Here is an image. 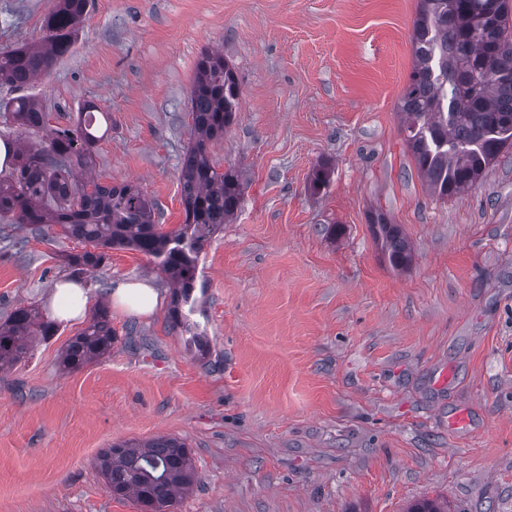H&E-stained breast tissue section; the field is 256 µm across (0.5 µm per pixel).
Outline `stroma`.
<instances>
[{
    "mask_svg": "<svg viewBox=\"0 0 512 512\" xmlns=\"http://www.w3.org/2000/svg\"><path fill=\"white\" fill-rule=\"evenodd\" d=\"M55 0H0V47L38 40ZM418 0H92L67 56L29 89L47 129L91 101L110 113L102 183L129 182L158 223L184 221L189 95L203 50L221 49L240 105L210 154L244 171L238 216L199 258L190 348L167 306L111 310L110 355L58 357L84 321L59 323L0 372V512H139L112 497L102 449L183 440L198 482L169 512H512V150L483 180L433 197L406 149L397 103L413 67ZM328 186L312 192L318 164ZM412 246L402 271L373 216ZM60 227L0 223V322L44 307L66 255ZM171 288L142 253L87 271ZM467 410V427H448Z\"/></svg>",
    "mask_w": 512,
    "mask_h": 512,
    "instance_id": "1",
    "label": "stroma"
}]
</instances>
